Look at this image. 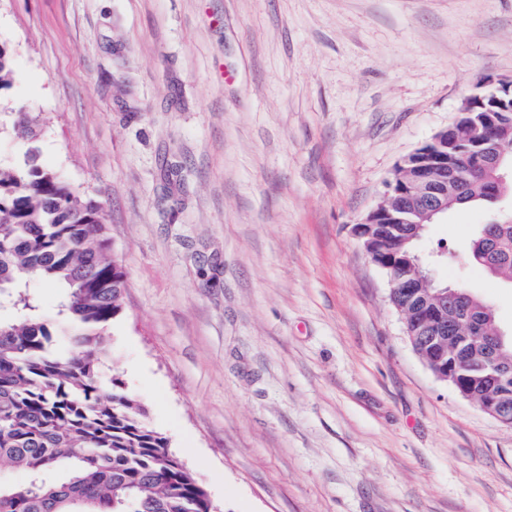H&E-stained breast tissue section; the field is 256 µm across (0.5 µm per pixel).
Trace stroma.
<instances>
[{
    "label": "stroma",
    "instance_id": "1",
    "mask_svg": "<svg viewBox=\"0 0 512 512\" xmlns=\"http://www.w3.org/2000/svg\"><path fill=\"white\" fill-rule=\"evenodd\" d=\"M38 162L126 274L107 370L218 512H512V427L414 352L354 233L395 165L512 77V0H0ZM482 205L430 225L469 254Z\"/></svg>",
    "mask_w": 512,
    "mask_h": 512
}]
</instances>
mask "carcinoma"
<instances>
[{
  "label": "carcinoma",
  "instance_id": "cac0c4a2",
  "mask_svg": "<svg viewBox=\"0 0 512 512\" xmlns=\"http://www.w3.org/2000/svg\"><path fill=\"white\" fill-rule=\"evenodd\" d=\"M12 82L11 50L0 43V92ZM18 135L41 122L21 106ZM495 188L473 184L450 206L492 205ZM372 225L376 258L409 272L417 239L391 243ZM474 262L512 282V221L480 227ZM64 289L46 319L30 282ZM125 274L111 255L100 207L37 164H0V462L29 474L0 484V512H209L207 493L181 470L168 440L116 374L108 326L122 312Z\"/></svg>",
  "mask_w": 512,
  "mask_h": 512
}]
</instances>
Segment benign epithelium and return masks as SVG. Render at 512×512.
<instances>
[{
    "mask_svg": "<svg viewBox=\"0 0 512 512\" xmlns=\"http://www.w3.org/2000/svg\"><path fill=\"white\" fill-rule=\"evenodd\" d=\"M423 159L404 157L386 183L383 201L356 225L355 233L371 262L381 266L365 238L368 224H390L391 234L410 236L420 224H433L451 200L467 188L463 167L495 185L498 195L512 190V79L482 84L469 96L450 126L435 133L415 150ZM396 296L415 301L411 311L416 328L407 330L422 360L441 381L461 397L506 426H512V359L501 354L500 330L483 318L459 315L447 293L431 292L429 276L412 267L400 280L388 274Z\"/></svg>",
    "mask_w": 512,
    "mask_h": 512,
    "instance_id": "7a95c632",
    "label": "benign epithelium"
}]
</instances>
